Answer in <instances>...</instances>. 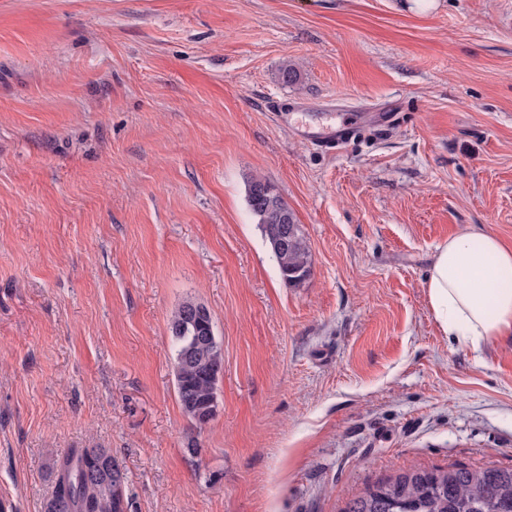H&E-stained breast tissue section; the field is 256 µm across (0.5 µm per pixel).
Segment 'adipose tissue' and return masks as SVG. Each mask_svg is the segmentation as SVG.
Returning a JSON list of instances; mask_svg holds the SVG:
<instances>
[{
    "instance_id": "ef3b65f1",
    "label": "adipose tissue",
    "mask_w": 512,
    "mask_h": 512,
    "mask_svg": "<svg viewBox=\"0 0 512 512\" xmlns=\"http://www.w3.org/2000/svg\"><path fill=\"white\" fill-rule=\"evenodd\" d=\"M443 335L478 352L512 335V249L466 226L439 246L425 282Z\"/></svg>"
}]
</instances>
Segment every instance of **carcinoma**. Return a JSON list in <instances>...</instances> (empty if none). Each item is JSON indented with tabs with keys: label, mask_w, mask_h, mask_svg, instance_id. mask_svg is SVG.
<instances>
[{
	"label": "carcinoma",
	"mask_w": 512,
	"mask_h": 512,
	"mask_svg": "<svg viewBox=\"0 0 512 512\" xmlns=\"http://www.w3.org/2000/svg\"><path fill=\"white\" fill-rule=\"evenodd\" d=\"M246 197L260 227L296 223L288 205L265 180L251 178ZM297 231L295 250L285 254L270 247L282 276L290 268L311 262L302 227ZM183 309L179 306L169 319L176 390L185 415L202 426L201 410L212 417L216 413L215 393L224 358L216 342L196 362H180L195 347L196 337L205 335L183 316ZM125 484L124 471L107 449L72 448L57 464L55 487L44 500L42 512H127ZM344 512H512V467H413L368 487L346 504Z\"/></svg>",
	"instance_id": "obj_1"
}]
</instances>
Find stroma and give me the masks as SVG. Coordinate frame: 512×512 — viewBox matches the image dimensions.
<instances>
[{"mask_svg": "<svg viewBox=\"0 0 512 512\" xmlns=\"http://www.w3.org/2000/svg\"><path fill=\"white\" fill-rule=\"evenodd\" d=\"M390 103L335 153L292 131ZM252 177L303 228L300 286ZM466 224L512 247V0H0V500L41 512L70 448L111 451L128 512H343L412 466H512V337L450 342L424 288ZM187 300L224 351L201 427ZM246 186L249 210L257 219V224H259L262 229V233L273 254L280 275L282 279L286 281L285 272L289 268H298L301 263L305 262L311 265L310 251L302 227L300 224L296 223L293 212L268 182L261 178L253 177L247 182ZM266 224H272L273 234L275 235L277 243L281 246L288 245V224H296L299 236L296 249L289 251L288 254L281 253L276 249L266 232ZM191 301L184 302L172 313L169 319V329L175 351L176 390L183 412L200 427L207 424L202 420L204 413L213 419L216 413L215 393L219 374L223 372L224 358L221 345L216 336L215 343L203 357L194 363L182 364L181 357L192 351L196 345L197 336H208L212 327V319L208 316V329L200 331L190 319L183 316V309ZM206 409L201 416L199 413Z\"/></svg>", "mask_w": 512, "mask_h": 512, "instance_id": "obj_1", "label": "stroma"}]
</instances>
